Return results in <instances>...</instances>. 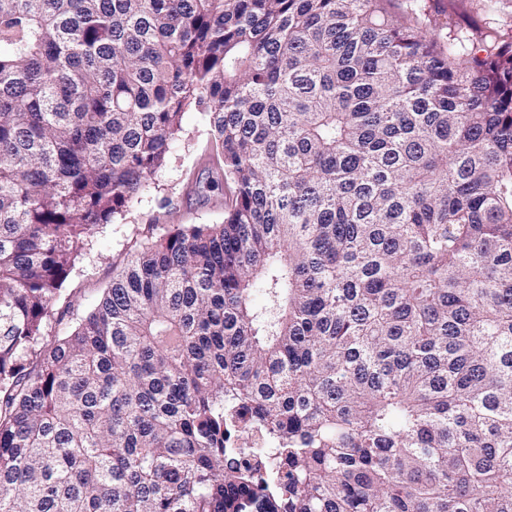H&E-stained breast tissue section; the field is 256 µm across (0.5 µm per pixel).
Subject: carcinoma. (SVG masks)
<instances>
[{"instance_id":"cac0c4a2","label":"carcinoma","mask_w":512,"mask_h":512,"mask_svg":"<svg viewBox=\"0 0 512 512\" xmlns=\"http://www.w3.org/2000/svg\"><path fill=\"white\" fill-rule=\"evenodd\" d=\"M395 2L0 0V512H512V43ZM192 106L224 222L48 334Z\"/></svg>"}]
</instances>
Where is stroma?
<instances>
[{
  "mask_svg": "<svg viewBox=\"0 0 512 512\" xmlns=\"http://www.w3.org/2000/svg\"><path fill=\"white\" fill-rule=\"evenodd\" d=\"M421 22L441 37L467 29L474 39L496 32L512 36V0H420ZM210 131L206 115L191 108L183 117V131L173 142L166 166L154 184L135 200L125 218L96 227L89 247L65 280L60 301L48 326L57 336L69 335L79 319L90 312L112 278L113 265L122 261L129 246L146 235L159 236L175 224H220L224 205L205 191L206 154Z\"/></svg>",
  "mask_w": 512,
  "mask_h": 512,
  "instance_id": "35a3bbf8",
  "label": "stroma"
}]
</instances>
